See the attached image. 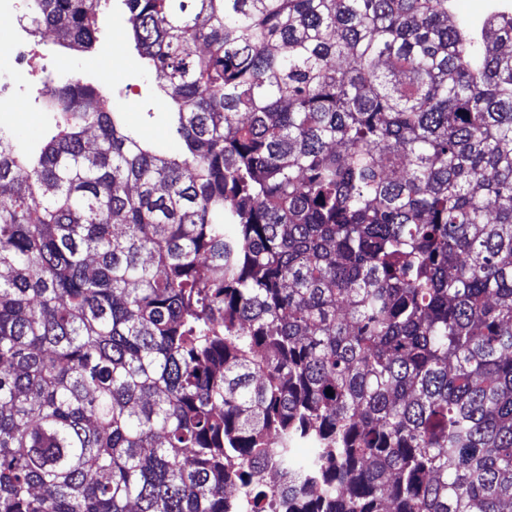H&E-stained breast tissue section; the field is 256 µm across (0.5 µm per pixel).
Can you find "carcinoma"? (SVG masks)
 Wrapping results in <instances>:
<instances>
[{
	"mask_svg": "<svg viewBox=\"0 0 512 512\" xmlns=\"http://www.w3.org/2000/svg\"><path fill=\"white\" fill-rule=\"evenodd\" d=\"M122 2L178 151L0 126V512L512 508V4ZM492 0H453V12L457 19L480 21L485 17Z\"/></svg>",
	"mask_w": 512,
	"mask_h": 512,
	"instance_id": "obj_1",
	"label": "carcinoma"
}]
</instances>
